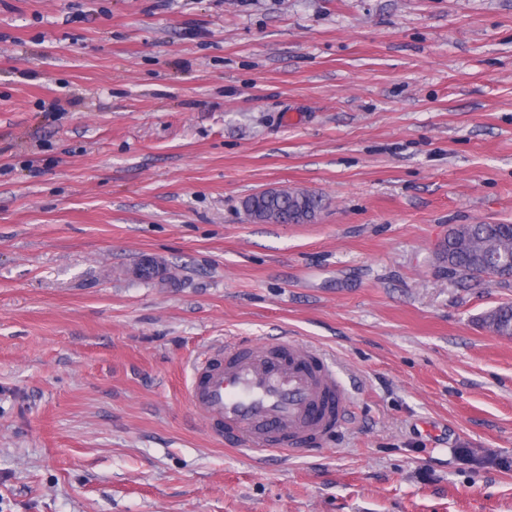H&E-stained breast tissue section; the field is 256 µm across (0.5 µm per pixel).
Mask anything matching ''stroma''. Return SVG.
Instances as JSON below:
<instances>
[{
    "instance_id": "1",
    "label": "stroma",
    "mask_w": 512,
    "mask_h": 512,
    "mask_svg": "<svg viewBox=\"0 0 512 512\" xmlns=\"http://www.w3.org/2000/svg\"><path fill=\"white\" fill-rule=\"evenodd\" d=\"M277 188L324 207L252 222ZM476 223L512 224V0H0V512H512V288L437 259ZM283 334L348 425L212 440L189 361ZM322 199L300 189H273L244 200L246 214L258 223L298 224V217L314 219L322 210ZM484 327L488 322L498 336L512 337V304L503 303L481 317Z\"/></svg>"
}]
</instances>
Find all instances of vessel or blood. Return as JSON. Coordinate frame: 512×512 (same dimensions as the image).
<instances>
[{"label":"vessel or blood","mask_w":512,"mask_h":512,"mask_svg":"<svg viewBox=\"0 0 512 512\" xmlns=\"http://www.w3.org/2000/svg\"><path fill=\"white\" fill-rule=\"evenodd\" d=\"M188 395L213 440L255 451L320 447L351 413L326 356L287 336L211 349L194 362Z\"/></svg>","instance_id":"1"}]
</instances>
